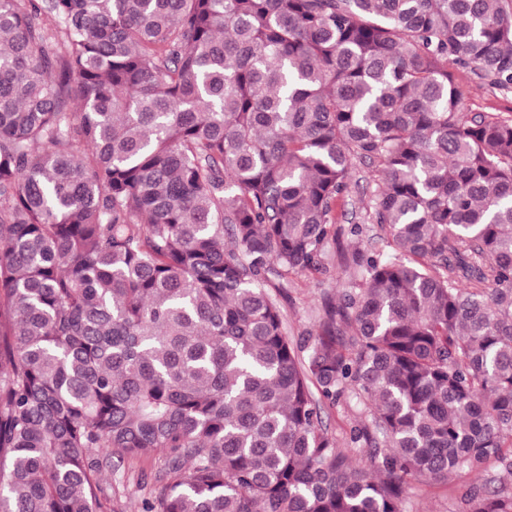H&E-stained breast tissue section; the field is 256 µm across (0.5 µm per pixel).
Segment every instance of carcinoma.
<instances>
[{
	"label": "carcinoma",
	"mask_w": 512,
	"mask_h": 512,
	"mask_svg": "<svg viewBox=\"0 0 512 512\" xmlns=\"http://www.w3.org/2000/svg\"><path fill=\"white\" fill-rule=\"evenodd\" d=\"M502 2L0 0V512L155 456L141 512H512V118L448 69L512 88ZM357 162L391 251L293 342ZM455 78L464 90V110L481 112L491 117L512 116V92L491 87L469 70H454ZM334 252L335 248L331 249L323 271L298 274L284 288H270L281 308L286 334L294 342L315 328L324 294L331 293L338 301V288H342L341 283L352 272H345L333 259ZM364 407L353 399L341 400L336 409L328 411L325 421L329 430L336 435L339 447L350 448L349 430L358 420L364 418ZM468 476L448 478L447 483L419 478L411 484L403 504V512H464L460 497Z\"/></svg>",
	"instance_id": "cac0c4a2"
}]
</instances>
